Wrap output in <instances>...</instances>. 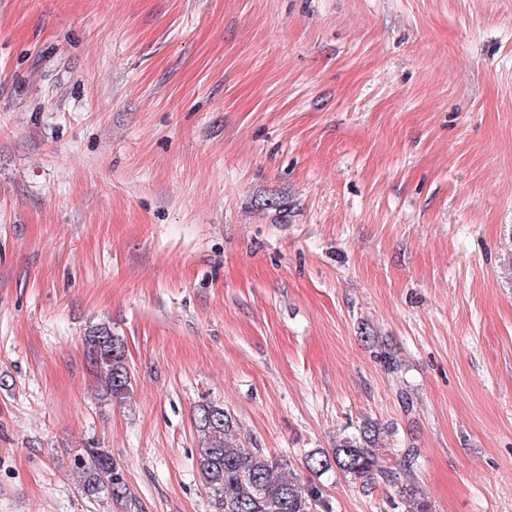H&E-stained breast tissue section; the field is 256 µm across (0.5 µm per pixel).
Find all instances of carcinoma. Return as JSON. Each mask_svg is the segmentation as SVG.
<instances>
[{"mask_svg":"<svg viewBox=\"0 0 512 512\" xmlns=\"http://www.w3.org/2000/svg\"><path fill=\"white\" fill-rule=\"evenodd\" d=\"M91 366L104 375L111 398L123 400L131 388V376L123 359V343L106 327L96 328L84 337ZM194 422L204 436L197 467L213 494L214 512H333L332 502L311 481L285 472L286 463L259 448L245 447L240 433L224 408L205 403L197 407ZM374 425L360 427V437L344 441L331 454L315 452L306 469L323 474L335 467L360 482L369 492L379 486H395L402 512H424L417 499L414 475L420 452L416 448L395 449V460L379 453ZM81 463L83 488L91 497L104 494L116 501L126 500L130 489L119 464L102 448L86 450Z\"/></svg>","mask_w":512,"mask_h":512,"instance_id":"cac0c4a2","label":"carcinoma"}]
</instances>
